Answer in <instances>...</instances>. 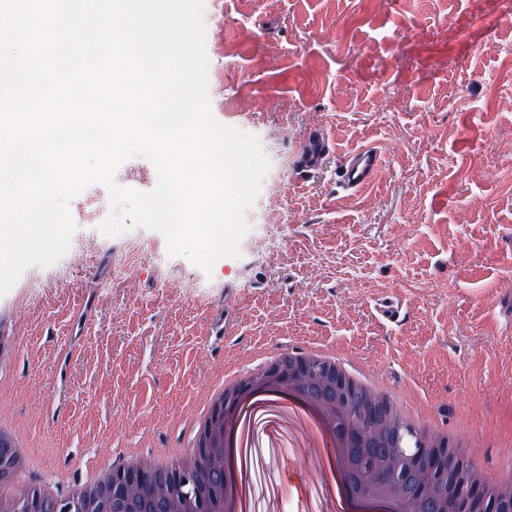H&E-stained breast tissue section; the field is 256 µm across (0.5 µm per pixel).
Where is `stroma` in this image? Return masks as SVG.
<instances>
[{"label": "stroma", "mask_w": 512, "mask_h": 512, "mask_svg": "<svg viewBox=\"0 0 512 512\" xmlns=\"http://www.w3.org/2000/svg\"><path fill=\"white\" fill-rule=\"evenodd\" d=\"M202 21L213 117L272 161L244 214L258 248L207 272L158 231L87 223L105 185L71 201L66 254L0 296L18 328L0 415L39 478L84 476L105 448H187L191 406L224 370L308 344L482 435L497 465L512 442V0H204ZM315 129L334 146L322 168L274 166ZM365 143L380 173L337 190ZM317 482L270 447L254 512H314L299 490Z\"/></svg>", "instance_id": "obj_1"}]
</instances>
